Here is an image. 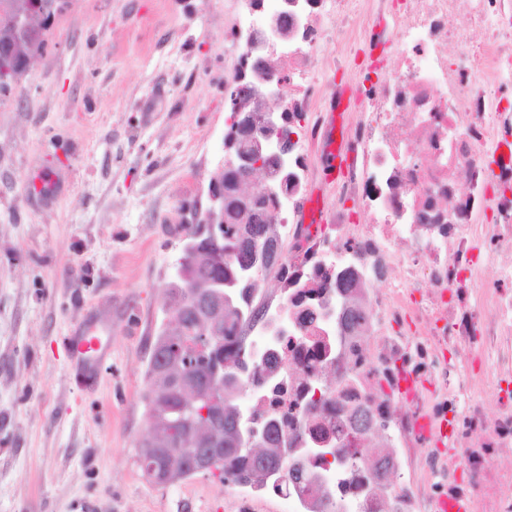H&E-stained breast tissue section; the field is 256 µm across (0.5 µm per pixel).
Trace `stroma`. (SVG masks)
Segmentation results:
<instances>
[{
	"instance_id": "obj_1",
	"label": "stroma",
	"mask_w": 512,
	"mask_h": 512,
	"mask_svg": "<svg viewBox=\"0 0 512 512\" xmlns=\"http://www.w3.org/2000/svg\"><path fill=\"white\" fill-rule=\"evenodd\" d=\"M239 0H71L0 103V512H236L146 477L143 395L182 231L224 162ZM99 337L82 368L71 340Z\"/></svg>"
}]
</instances>
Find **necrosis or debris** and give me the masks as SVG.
<instances>
[{
	"mask_svg": "<svg viewBox=\"0 0 512 512\" xmlns=\"http://www.w3.org/2000/svg\"><path fill=\"white\" fill-rule=\"evenodd\" d=\"M239 24L260 30L287 9L288 42L268 72L286 93L274 102L291 130L288 180L272 178L267 214L279 218L282 258L273 265L279 299L258 301L249 334L269 336L279 385L255 375L247 399L273 414L293 448H321L299 482L269 477L243 485L241 512L257 492L285 512H423L422 495L400 494L390 479L421 466L471 512H512V165L491 171L487 148L512 142V113L496 109L512 73V0H244ZM393 16L380 45L377 81L350 128L348 154L325 223L311 221L307 188L317 175L341 91L320 82L321 52L357 57L352 32L362 15ZM422 390L399 406L401 373ZM388 423L390 443L376 466L357 465L347 483L329 454L343 415ZM447 420V449L431 447L421 419Z\"/></svg>",
	"mask_w": 512,
	"mask_h": 512,
	"instance_id": "1",
	"label": "necrosis or debris"
}]
</instances>
